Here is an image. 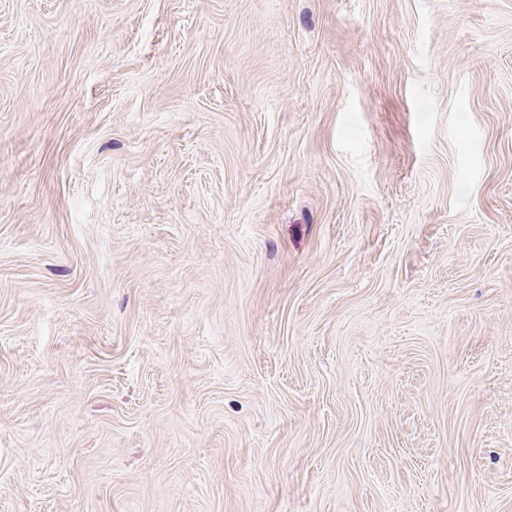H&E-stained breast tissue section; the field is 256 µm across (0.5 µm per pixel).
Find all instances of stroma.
I'll return each instance as SVG.
<instances>
[{
  "label": "stroma",
  "instance_id": "stroma-1",
  "mask_svg": "<svg viewBox=\"0 0 512 512\" xmlns=\"http://www.w3.org/2000/svg\"><path fill=\"white\" fill-rule=\"evenodd\" d=\"M0 512H512V0H0Z\"/></svg>",
  "mask_w": 512,
  "mask_h": 512
}]
</instances>
